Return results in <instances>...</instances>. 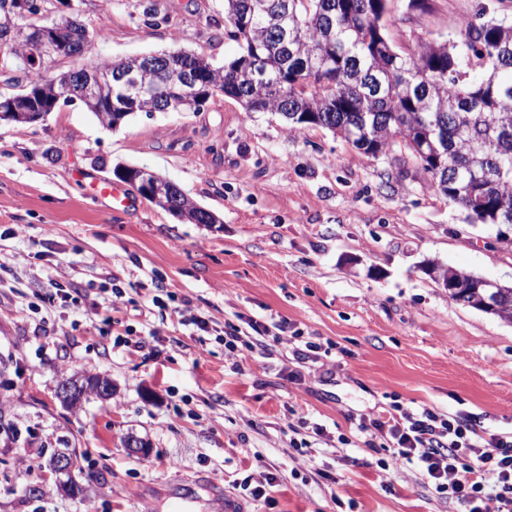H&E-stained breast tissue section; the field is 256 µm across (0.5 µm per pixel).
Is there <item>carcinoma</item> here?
Listing matches in <instances>:
<instances>
[{"label":"carcinoma","mask_w":512,"mask_h":512,"mask_svg":"<svg viewBox=\"0 0 512 512\" xmlns=\"http://www.w3.org/2000/svg\"><path fill=\"white\" fill-rule=\"evenodd\" d=\"M391 0H224V22L239 54L222 66L186 52L125 62L93 60L104 71L135 68L141 85H169L164 98L112 83V101L86 108L115 127L137 112H195L187 90L274 112L291 132L320 126L366 155L395 149L472 224H512V21L479 4L456 40H423L406 54L387 34ZM28 85L17 112L47 108L70 72L49 81L15 42Z\"/></svg>","instance_id":"1"}]
</instances>
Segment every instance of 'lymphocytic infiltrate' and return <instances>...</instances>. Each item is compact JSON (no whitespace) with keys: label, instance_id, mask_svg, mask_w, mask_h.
Returning <instances> with one entry per match:
<instances>
[{"label":"lymphocytic infiltrate","instance_id":"obj_1","mask_svg":"<svg viewBox=\"0 0 512 512\" xmlns=\"http://www.w3.org/2000/svg\"><path fill=\"white\" fill-rule=\"evenodd\" d=\"M284 323L249 321L247 327L224 328V348L237 359L253 351L249 334L281 342ZM359 433L381 437V469L417 467L435 491L455 499L466 512H482L487 496H494L497 512H512V438L493 434L480 441L474 421L462 414H443L425 406L409 409L393 403L388 416L360 419Z\"/></svg>","mask_w":512,"mask_h":512}]
</instances>
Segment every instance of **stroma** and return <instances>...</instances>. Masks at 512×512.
Instances as JSON below:
<instances>
[{"instance_id": "stroma-1", "label": "stroma", "mask_w": 512, "mask_h": 512, "mask_svg": "<svg viewBox=\"0 0 512 512\" xmlns=\"http://www.w3.org/2000/svg\"><path fill=\"white\" fill-rule=\"evenodd\" d=\"M478 0H393V44L455 39ZM96 58L184 50L223 65L238 46L222 0H83ZM177 183L220 224H189L129 189L102 196L116 164ZM470 224L412 164L373 159L322 127L218 94L197 112H139L114 130L82 104L33 124L0 121V512H170L179 484L216 478L246 512H462L412 466L382 470L356 430L392 402L463 413L512 436V323L457 304L437 263L512 286V244ZM172 299L153 303L157 281ZM125 294L113 300V285ZM204 317L207 331L194 325ZM287 320L296 341L224 357V326ZM300 369L301 380L282 368ZM104 376L112 395L76 407L62 378ZM307 452L293 448L299 418ZM325 428L315 435L312 424ZM150 455L129 453L128 438ZM84 451L79 496L54 449Z\"/></svg>"}]
</instances>
